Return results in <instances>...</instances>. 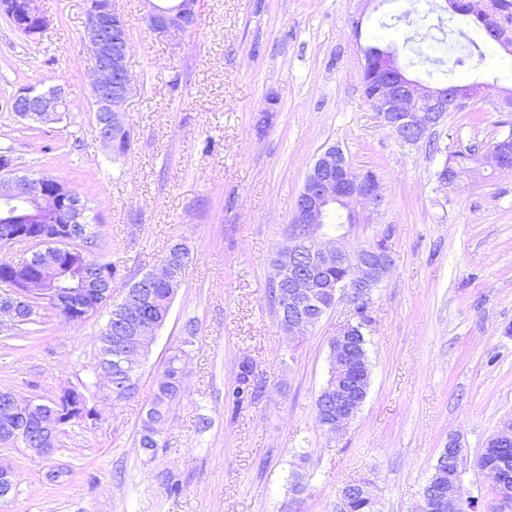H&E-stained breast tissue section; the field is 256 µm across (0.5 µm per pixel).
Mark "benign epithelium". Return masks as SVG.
<instances>
[{"label": "benign epithelium", "instance_id": "7a95c632", "mask_svg": "<svg viewBox=\"0 0 512 512\" xmlns=\"http://www.w3.org/2000/svg\"><path fill=\"white\" fill-rule=\"evenodd\" d=\"M198 0H177L173 6L153 5L148 15L150 28L160 36H177L195 24ZM449 8L487 22L488 35L506 51L512 50V14L494 11L491 0H448ZM0 10L15 28L28 37H36L49 25L38 0H0ZM86 32L93 52L94 65L90 73V95L94 101V124L98 139L112 152L119 142L128 139L123 105L132 93L127 68L128 34L124 15L114 0H87ZM363 77L375 80L377 89L371 107L381 122L404 144L418 145L435 142L437 129L448 112L460 109L473 95L474 89L454 85L431 87L407 77L394 56L376 59L364 54ZM66 102L64 91L52 88L38 91L27 88L16 94L11 109L23 117L36 112L41 121L60 119ZM350 205L365 204L374 210L385 204L377 177L355 175L345 161L343 150L332 145L315 160L297 197L294 213L288 225L286 245L274 263L272 283L276 286L288 280V307L293 314L280 320L281 329L290 336H303L316 327L322 317L337 303L353 297L369 305L375 289L384 281L393 264L391 249L383 240H376L350 250L344 245L345 235H330L324 231L326 205L334 199ZM86 202L58 179L45 174L20 173L14 157L0 153V224L6 225L5 239L14 241L7 225L11 224H81ZM64 237L47 240L45 252L53 257L40 262L43 284L59 281V262L54 257L53 244ZM332 264L349 272V279L326 284L318 272ZM27 292L20 288L0 291V330L8 331L18 322ZM150 298L143 293H125L118 310L124 316L127 330L121 362L132 375L140 367L142 356L155 341L161 323L149 318ZM351 324L341 325L331 338L336 366H341L352 351ZM364 390L354 386L336 389V413L325 430L335 434L344 430L364 403ZM34 414L56 430L69 413L57 404L46 411L18 397L0 401V444L28 446L25 433L16 427L17 419ZM512 443V422L507 420L488 440L485 451L501 452ZM14 488L12 470L0 465V501L11 500ZM432 512H462V472H457L450 492L426 499Z\"/></svg>", "mask_w": 512, "mask_h": 512}]
</instances>
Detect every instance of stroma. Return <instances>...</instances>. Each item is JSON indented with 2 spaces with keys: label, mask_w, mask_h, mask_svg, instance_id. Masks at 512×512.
Masks as SVG:
<instances>
[{
  "label": "stroma",
  "mask_w": 512,
  "mask_h": 512,
  "mask_svg": "<svg viewBox=\"0 0 512 512\" xmlns=\"http://www.w3.org/2000/svg\"><path fill=\"white\" fill-rule=\"evenodd\" d=\"M39 4L50 25L34 39L0 13V149L86 202L99 224L93 254L116 271L113 300L174 241L190 254L137 394L66 426L52 453L0 446L16 480L0 512H338L353 480L369 482L378 512H416L453 437L473 512H512L475 467L512 418V174L458 189L436 179L450 152L487 147L512 122L497 108L512 90V53L437 0H200L194 27L174 39L150 29L148 0H115L133 85L123 106L130 146L116 156L93 127L86 0ZM459 31L480 51L446 76L434 61ZM417 32L419 53L403 45ZM376 35L395 43L408 77L475 87L438 128L439 151L401 143L367 103L363 50ZM27 87L65 90L59 122L12 112ZM334 144L354 170L378 176L386 201L358 207L348 246L383 237L393 257L370 308L368 395L338 435L319 426L315 402L349 304L290 337L266 297L307 172ZM107 318L54 320L21 349L0 346V388L45 402L88 380ZM181 347L183 397L165 447L150 453L140 421ZM246 355L264 393L236 412L226 395Z\"/></svg>",
  "instance_id": "obj_1"
}]
</instances>
